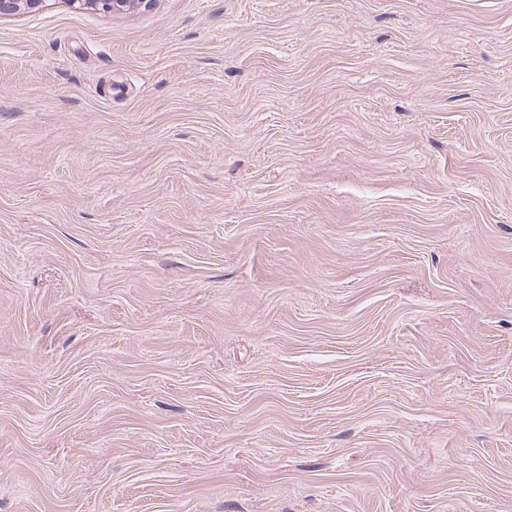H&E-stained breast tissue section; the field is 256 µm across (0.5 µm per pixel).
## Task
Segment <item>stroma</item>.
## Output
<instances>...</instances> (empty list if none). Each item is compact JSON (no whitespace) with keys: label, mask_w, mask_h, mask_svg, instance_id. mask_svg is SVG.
Returning a JSON list of instances; mask_svg holds the SVG:
<instances>
[{"label":"stroma","mask_w":512,"mask_h":512,"mask_svg":"<svg viewBox=\"0 0 512 512\" xmlns=\"http://www.w3.org/2000/svg\"><path fill=\"white\" fill-rule=\"evenodd\" d=\"M0 512H512V0L0 19Z\"/></svg>","instance_id":"1"}]
</instances>
